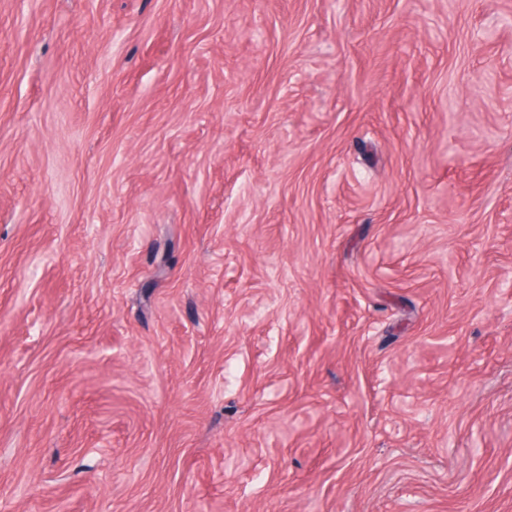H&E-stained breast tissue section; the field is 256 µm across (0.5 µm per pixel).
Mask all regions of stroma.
<instances>
[{
  "label": "stroma",
  "instance_id": "stroma-1",
  "mask_svg": "<svg viewBox=\"0 0 512 512\" xmlns=\"http://www.w3.org/2000/svg\"><path fill=\"white\" fill-rule=\"evenodd\" d=\"M512 0H0V512H512Z\"/></svg>",
  "mask_w": 512,
  "mask_h": 512
}]
</instances>
